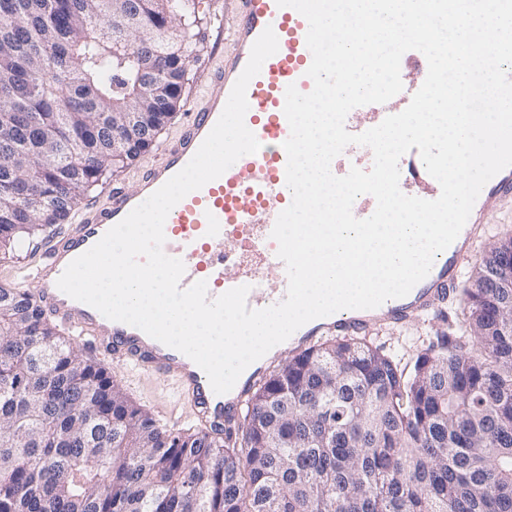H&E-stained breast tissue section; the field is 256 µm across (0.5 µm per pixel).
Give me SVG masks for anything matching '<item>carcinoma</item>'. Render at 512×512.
I'll list each match as a JSON object with an SVG mask.
<instances>
[{
    "label": "carcinoma",
    "instance_id": "1",
    "mask_svg": "<svg viewBox=\"0 0 512 512\" xmlns=\"http://www.w3.org/2000/svg\"><path fill=\"white\" fill-rule=\"evenodd\" d=\"M199 0H0V254L65 223L175 112ZM186 25L171 39L172 21ZM497 241L462 334L332 337L247 402L240 440L168 432L33 296L0 286V512H512V288Z\"/></svg>",
    "mask_w": 512,
    "mask_h": 512
}]
</instances>
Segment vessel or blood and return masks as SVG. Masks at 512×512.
<instances>
[{
	"label": "vessel or blood",
	"mask_w": 512,
	"mask_h": 512,
	"mask_svg": "<svg viewBox=\"0 0 512 512\" xmlns=\"http://www.w3.org/2000/svg\"><path fill=\"white\" fill-rule=\"evenodd\" d=\"M233 4L234 50L225 56L222 68L209 74L212 93L194 108L179 138L165 147L161 161L143 170L134 191L112 190L107 207L88 210L81 224L49 248L37 270L35 297L42 310L92 345L103 348L113 361L177 380L204 432L212 435L236 421L255 373H242L228 393H214L206 373L189 357L137 327L109 320L95 308L72 299L58 288L57 280L73 259L94 246L191 160L219 119L253 43L269 27L278 38V50L264 62L246 92L249 109L245 124L261 148L238 159L222 176L189 193L173 207L164 225L163 250L185 264L181 288L203 280L209 298L214 299L231 288L246 285L250 288L247 306L251 309L266 308L285 299L286 267L277 255L278 244L271 232L279 213L292 202L283 147L290 135L284 114L285 91L292 84L303 93L313 88L307 75L312 63L306 44L308 22L295 9L278 6L276 0H233ZM419 87L418 80L406 83L399 94L374 105L370 112L361 116L349 113L347 131L361 134L385 117L402 112ZM399 171L404 194L425 200L439 197L440 186L427 172L417 150L400 158ZM505 199H512V167L485 184L457 239L436 256L429 274L406 296L387 300L374 309L341 310L312 320L293 333L291 346L304 348L318 336H360L376 326L397 324L433 310L453 292L457 273L472 258L474 242L486 217Z\"/></svg>",
	"instance_id": "obj_1"
}]
</instances>
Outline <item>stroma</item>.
<instances>
[{"instance_id": "35a3bbf8", "label": "stroma", "mask_w": 512, "mask_h": 512, "mask_svg": "<svg viewBox=\"0 0 512 512\" xmlns=\"http://www.w3.org/2000/svg\"><path fill=\"white\" fill-rule=\"evenodd\" d=\"M199 18L197 48L188 64L182 101L176 113L159 132L158 149L152 150L92 187L83 200L84 206L101 208L107 205L113 189H136L142 168L160 159V146L174 142L179 137L194 105L211 93L212 87L207 82L206 75L209 71L223 66L225 55L233 49L228 29L221 26L222 21L231 18V0H201ZM47 245L48 238L43 235L35 239L27 250L0 260V286L35 292L33 274L44 257ZM463 319V304L459 296L454 295L443 305L441 313L400 326L378 327L367 334L366 339L375 345L401 347L412 353L427 348L440 332L458 331ZM73 343L84 356H95L101 365L110 367L126 395L148 411L155 420H162L163 416L171 414L181 418L182 429H191L189 412L181 401L175 381L112 363L105 354H93L85 339L77 337Z\"/></svg>"}]
</instances>
